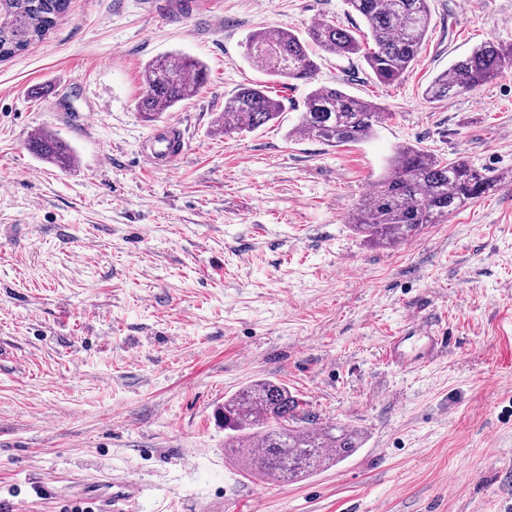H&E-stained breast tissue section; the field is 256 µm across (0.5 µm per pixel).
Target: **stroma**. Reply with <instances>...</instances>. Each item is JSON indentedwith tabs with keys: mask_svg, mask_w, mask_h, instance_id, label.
I'll return each mask as SVG.
<instances>
[{
	"mask_svg": "<svg viewBox=\"0 0 512 512\" xmlns=\"http://www.w3.org/2000/svg\"><path fill=\"white\" fill-rule=\"evenodd\" d=\"M429 7L413 69L390 84L321 50L309 84L249 63L259 29L363 27L345 0H70L0 61V512H60L67 484L102 475L142 485L133 512H512V70L425 96L474 46L512 43V0ZM175 51L207 81L161 115L188 149L152 171L142 73ZM263 81L282 117L224 136L225 99ZM314 85L389 117L367 143L291 135ZM37 126L73 147L72 167L30 151ZM401 145L500 181L405 244L372 246L349 216ZM418 306L450 344L401 369L385 346ZM262 379L360 448L253 483L218 412Z\"/></svg>",
	"mask_w": 512,
	"mask_h": 512,
	"instance_id": "1",
	"label": "stroma"
}]
</instances>
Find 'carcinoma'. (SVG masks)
<instances>
[{"label": "carcinoma", "mask_w": 512, "mask_h": 512, "mask_svg": "<svg viewBox=\"0 0 512 512\" xmlns=\"http://www.w3.org/2000/svg\"><path fill=\"white\" fill-rule=\"evenodd\" d=\"M367 26L372 46L365 47L353 31L323 21L300 36L291 30L252 33L246 44L251 64L278 78L309 82L317 63L308 51L313 43L342 58L362 57L375 77L390 83L405 77L428 34V0H346ZM69 0H0V61L45 38L67 11ZM512 68V46L488 39L456 59L434 78L426 96L434 101L472 90ZM206 66L194 57L171 54L147 65L148 91L137 103L146 121L155 120L196 96L206 82ZM281 102L265 85H244L224 100L219 126L224 135L253 132L279 120ZM387 113L374 102L336 87L312 89L292 134H303L330 146L372 139ZM29 148L42 160L70 166L73 148L52 134L32 139ZM496 179L471 163L446 160L413 145L399 147L373 192L354 208L351 226L367 241L394 247L414 238L427 224H441L448 215L487 194ZM224 450L242 458L248 470L273 481L289 482L322 463L348 457L359 448L353 431L344 426L306 425L308 417L282 383L259 380L224 400Z\"/></svg>", "instance_id": "cac0c4a2"}]
</instances>
